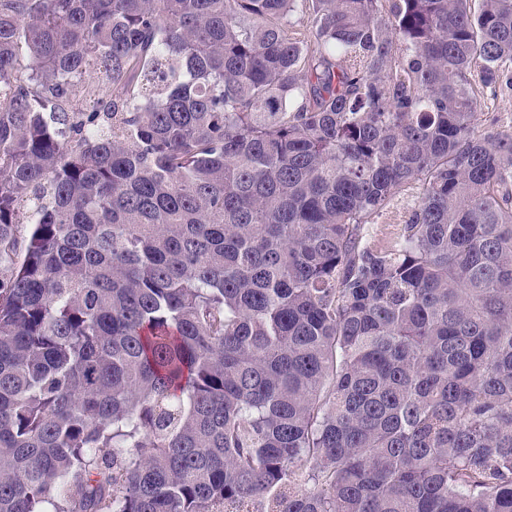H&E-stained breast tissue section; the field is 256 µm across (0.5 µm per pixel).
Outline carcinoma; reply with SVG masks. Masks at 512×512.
Segmentation results:
<instances>
[{"label":"carcinoma","instance_id":"cac0c4a2","mask_svg":"<svg viewBox=\"0 0 512 512\" xmlns=\"http://www.w3.org/2000/svg\"><path fill=\"white\" fill-rule=\"evenodd\" d=\"M504 86L512 0H0V512H512ZM476 112L474 126L477 131L492 128L512 131V87L500 89L494 96L487 91ZM417 185L403 188L379 213L369 219L366 226V242L373 247L394 244L401 225L414 207L420 189Z\"/></svg>","mask_w":512,"mask_h":512}]
</instances>
